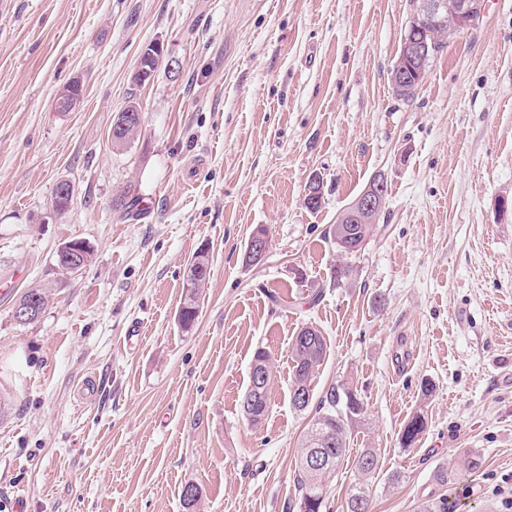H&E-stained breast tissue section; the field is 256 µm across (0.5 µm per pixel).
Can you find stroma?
Returning a JSON list of instances; mask_svg holds the SVG:
<instances>
[{
  "label": "stroma",
  "mask_w": 512,
  "mask_h": 512,
  "mask_svg": "<svg viewBox=\"0 0 512 512\" xmlns=\"http://www.w3.org/2000/svg\"><path fill=\"white\" fill-rule=\"evenodd\" d=\"M410 10L0 0V512L17 498L24 512H292L307 418L290 399L291 343L305 326L328 344L316 394L346 383L363 403L330 512L366 448L372 512L438 497L512 512V0H484L403 100L390 72ZM151 43L180 69L134 86ZM74 80L79 105L56 111ZM132 100L141 132L113 145ZM377 174L375 230L340 255L326 231ZM63 181L74 201L60 214ZM124 193L123 218L111 204ZM258 226L268 256L243 265ZM72 240L93 259L69 274L55 252ZM202 250L210 277L186 330L183 277ZM339 264L353 273L336 287ZM31 288L48 305L22 325L13 306ZM260 348L274 378L254 426L239 398ZM419 412L425 430L403 447Z\"/></svg>",
  "instance_id": "1"
}]
</instances>
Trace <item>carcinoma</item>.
I'll list each match as a JSON object with an SVG mask.
<instances>
[{
    "label": "carcinoma",
    "mask_w": 512,
    "mask_h": 512,
    "mask_svg": "<svg viewBox=\"0 0 512 512\" xmlns=\"http://www.w3.org/2000/svg\"><path fill=\"white\" fill-rule=\"evenodd\" d=\"M433 35L429 39L430 55H435L443 48L445 41L453 33L442 25L430 23ZM347 210H342L336 217V223L329 226L330 240L336 245L338 252L354 255L361 251L375 225L353 223L346 217ZM185 294L178 310V320L182 328L188 329L195 322L199 312V295L201 284L184 283ZM327 341L316 328H301L292 339L291 359L292 387L291 395L298 390L309 394L301 404H293L299 413H311L306 431L300 441L297 452V512H327L329 499V482L345 461L347 427L362 412L360 398L350 387L343 385L331 387L325 396L314 393L312 379L318 367L327 355ZM252 365L266 373L264 393L259 396L254 390L255 379L249 384L240 399V407L245 419L251 424H259L268 413L269 392L273 380V362L271 355L263 348L255 352ZM425 428L424 415H413L406 424L402 434V446H412ZM316 452H322L331 459L330 466L317 468L309 465V458ZM354 480L350 483L346 494V512H370V483L378 469V456L374 449L365 448L354 460Z\"/></svg>",
    "instance_id": "obj_1"
}]
</instances>
